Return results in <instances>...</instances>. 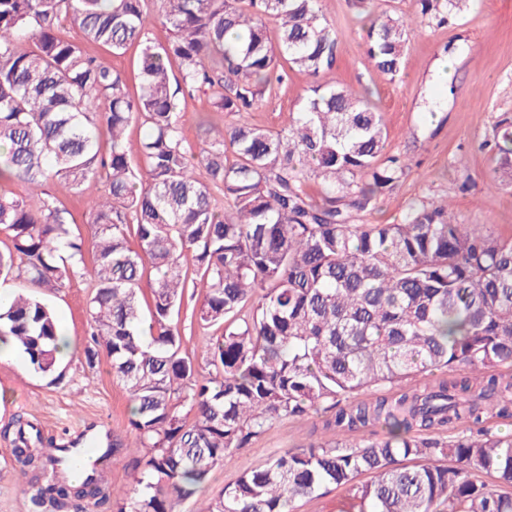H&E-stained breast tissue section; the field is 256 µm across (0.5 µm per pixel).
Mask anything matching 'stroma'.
Listing matches in <instances>:
<instances>
[{"instance_id": "obj_1", "label": "stroma", "mask_w": 512, "mask_h": 512, "mask_svg": "<svg viewBox=\"0 0 512 512\" xmlns=\"http://www.w3.org/2000/svg\"><path fill=\"white\" fill-rule=\"evenodd\" d=\"M355 0H322L321 8L336 29L339 56L331 81L370 99L381 112L387 131V151L408 164L406 177L387 192L372 211L356 212V224L401 223L411 205L421 199H448L456 223L490 228L512 237V185L494 184V156L482 149L496 124L512 117V0H469L450 24L426 26L411 40L404 65L396 76L375 69L366 53V13ZM61 36L81 44L93 56L110 59L127 80L130 92L139 89L140 51L129 46L111 56L102 46L83 40L78 27L61 22ZM451 64L448 82L436 74L440 62ZM311 84L308 73L289 70L282 83L265 93L250 115L253 124L278 130L288 124ZM101 182H87L81 193L52 183L46 192L69 210L82 236L89 200L101 194ZM89 280L75 278L60 291L46 295L59 324L71 338V354L50 374L36 372L21 351L0 356V428L14 420L33 423L43 440L62 444L77 431L90 437L112 433L129 438V395L112 377L107 356L95 366L85 362L88 341ZM326 419L276 423L231 464L215 468L209 482L176 512H199L218 497L224 486L269 456L334 440ZM10 440L0 437V512H34L27 486L18 479Z\"/></svg>"}]
</instances>
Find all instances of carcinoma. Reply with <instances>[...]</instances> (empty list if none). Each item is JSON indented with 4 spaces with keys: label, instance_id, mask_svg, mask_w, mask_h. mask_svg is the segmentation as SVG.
Wrapping results in <instances>:
<instances>
[{
    "label": "carcinoma",
    "instance_id": "carcinoma-1",
    "mask_svg": "<svg viewBox=\"0 0 512 512\" xmlns=\"http://www.w3.org/2000/svg\"><path fill=\"white\" fill-rule=\"evenodd\" d=\"M158 2L163 44L148 37L149 0H0V183L29 190L0 187V233L12 243L0 277L49 292L89 278L85 360L92 367L105 351L129 394L134 435L96 457L36 448L40 433L6 425L32 503L80 512L85 499H110L113 512H174L276 422L330 412L327 426L369 434L272 455L199 512H297V502L341 486L349 498L339 512H512L511 493L479 481L493 473L512 484V435L483 426L512 415V376L496 374L512 364V237L455 223L446 201L415 202L401 224L351 223L406 166L387 153L377 108L325 80L338 37L321 0ZM417 2L420 23L441 24L466 0ZM62 18L113 54L139 43V91L60 37ZM413 32L387 11L370 14L372 66L399 74ZM288 67L313 78L309 96L280 130L252 124L247 114ZM205 90L213 112L234 121L192 145L179 95ZM133 123L146 127L134 145ZM491 150L493 179L512 182L511 119L496 125ZM89 179L103 193L85 214L86 241L73 215L39 192L58 182L78 194ZM188 257L206 288L191 316L224 327L207 343L208 377L180 356ZM58 335L40 295L0 304V346L36 371H55ZM459 366L482 381L403 386ZM369 390L380 395L358 399ZM460 423L476 430L453 433ZM127 446L139 452L132 481L111 495L100 466ZM75 469L79 483L66 478ZM363 474L370 480L357 482Z\"/></svg>",
    "mask_w": 512,
    "mask_h": 512
}]
</instances>
